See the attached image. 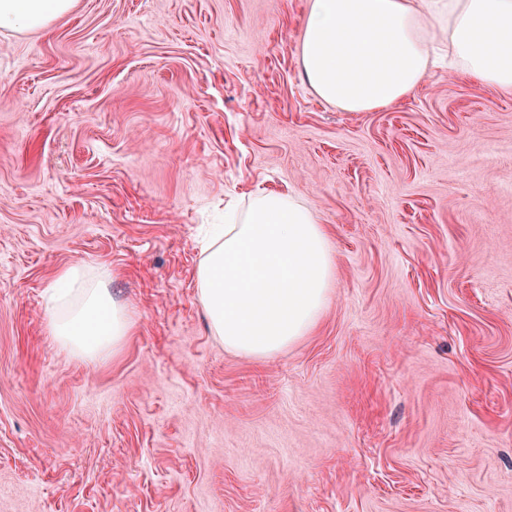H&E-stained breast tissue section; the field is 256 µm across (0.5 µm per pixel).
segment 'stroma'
Instances as JSON below:
<instances>
[{
    "instance_id": "stroma-1",
    "label": "stroma",
    "mask_w": 512,
    "mask_h": 512,
    "mask_svg": "<svg viewBox=\"0 0 512 512\" xmlns=\"http://www.w3.org/2000/svg\"><path fill=\"white\" fill-rule=\"evenodd\" d=\"M308 0H76L0 33V512H512V95L432 68L345 112ZM294 190L336 275L256 360L196 297L201 240ZM133 329L48 334L61 268Z\"/></svg>"
}]
</instances>
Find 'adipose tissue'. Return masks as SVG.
Masks as SVG:
<instances>
[{"instance_id": "ef3b65f1", "label": "adipose tissue", "mask_w": 512, "mask_h": 512, "mask_svg": "<svg viewBox=\"0 0 512 512\" xmlns=\"http://www.w3.org/2000/svg\"><path fill=\"white\" fill-rule=\"evenodd\" d=\"M74 0H0V32L45 29ZM473 83L512 93V0H310L300 46L302 72L323 101L373 112L413 94L436 63L440 42ZM336 262L324 225L294 194L260 193L240 223L205 245L198 301L225 348L258 360L294 344L318 323ZM73 289L52 299L54 340L93 357L131 334L125 308L103 280L58 271Z\"/></svg>"}]
</instances>
